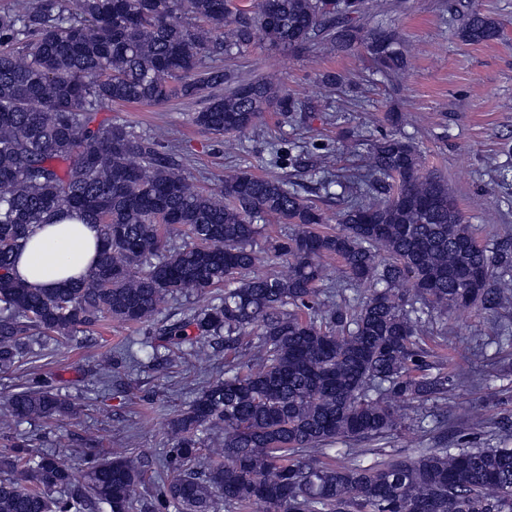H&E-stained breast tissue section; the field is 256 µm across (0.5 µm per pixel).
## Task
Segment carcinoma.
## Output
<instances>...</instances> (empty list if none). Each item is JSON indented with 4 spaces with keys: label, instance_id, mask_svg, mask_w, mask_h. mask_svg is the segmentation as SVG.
<instances>
[{
    "label": "carcinoma",
    "instance_id": "1",
    "mask_svg": "<svg viewBox=\"0 0 512 512\" xmlns=\"http://www.w3.org/2000/svg\"><path fill=\"white\" fill-rule=\"evenodd\" d=\"M368 10V0H14L0 12V371L106 318L147 327L141 345L166 370L219 343L229 356L170 419L169 476L150 482L140 459L95 446L75 466L29 454L34 438L17 424L76 415L31 372L3 409L0 512H240L253 501L268 512H512V424L476 412L470 424L489 425L496 447L448 446L461 425L455 393L509 365L450 370L432 345L437 313L512 310V238L479 243L411 141L383 134L366 168L335 176L317 146L292 143L340 205L332 234L314 230L325 212L288 176L238 168L206 191L157 135L96 121L111 104L205 96L194 122L214 135L244 133L270 111L300 128L305 100L207 55L217 46L232 59L260 36L302 54L361 48L371 69L396 75L402 34L359 26ZM499 34L474 9L459 30L471 43ZM64 211L98 226L102 251L80 280L34 290L14 277L15 258ZM270 219L290 231L260 248ZM263 254L288 273L261 270ZM326 256L345 269L333 287ZM215 288L224 293L158 320L169 301ZM425 401L438 410L420 426L432 445L379 456L401 410ZM339 442L359 449L337 459ZM145 482L146 496L132 494Z\"/></svg>",
    "mask_w": 512,
    "mask_h": 512
}]
</instances>
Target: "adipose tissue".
<instances>
[{"label": "adipose tissue", "instance_id": "adipose-tissue-1", "mask_svg": "<svg viewBox=\"0 0 512 512\" xmlns=\"http://www.w3.org/2000/svg\"><path fill=\"white\" fill-rule=\"evenodd\" d=\"M101 248L98 227L65 211L54 223L35 229L18 254L13 274L30 287L54 288L85 276L94 267Z\"/></svg>", "mask_w": 512, "mask_h": 512}]
</instances>
